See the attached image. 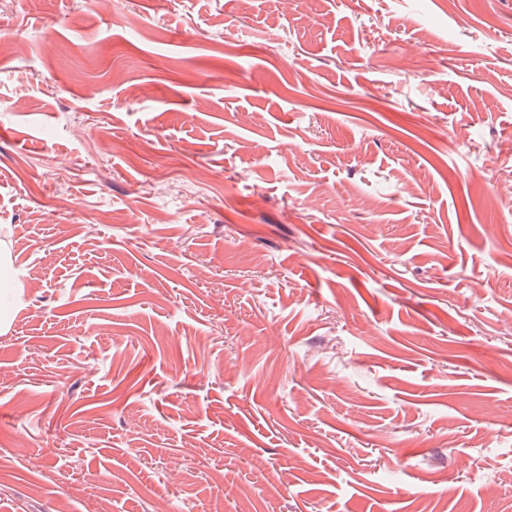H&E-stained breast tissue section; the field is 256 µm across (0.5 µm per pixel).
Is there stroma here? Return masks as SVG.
Returning a JSON list of instances; mask_svg holds the SVG:
<instances>
[{
    "label": "stroma",
    "mask_w": 512,
    "mask_h": 512,
    "mask_svg": "<svg viewBox=\"0 0 512 512\" xmlns=\"http://www.w3.org/2000/svg\"><path fill=\"white\" fill-rule=\"evenodd\" d=\"M0 512L512 504V0H0Z\"/></svg>",
    "instance_id": "35a3bbf8"
}]
</instances>
